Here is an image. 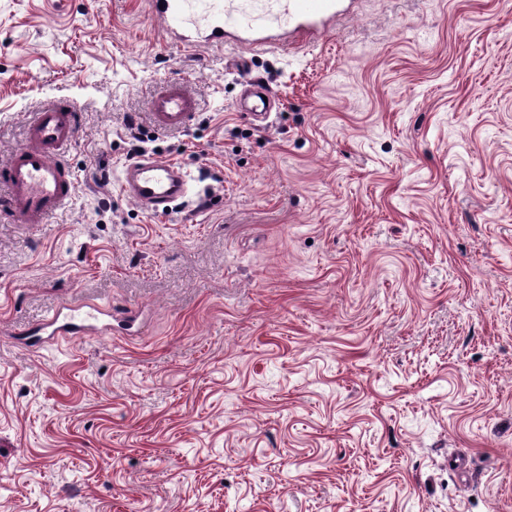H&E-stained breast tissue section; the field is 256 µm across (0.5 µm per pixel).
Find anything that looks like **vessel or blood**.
Segmentation results:
<instances>
[{
    "label": "vessel or blood",
    "mask_w": 512,
    "mask_h": 512,
    "mask_svg": "<svg viewBox=\"0 0 512 512\" xmlns=\"http://www.w3.org/2000/svg\"><path fill=\"white\" fill-rule=\"evenodd\" d=\"M151 7L166 37L185 45L231 48L263 40L273 30L307 40L335 11L336 0H253L245 8L230 7L227 0H151ZM197 111L196 98L173 83L154 100L150 119L158 130H182ZM77 129L71 104H50L35 113L26 144L0 167L6 210L18 223H44L71 199L75 184L63 154ZM123 191L138 204L164 211L185 196L187 187L178 166L143 159L127 166Z\"/></svg>",
    "instance_id": "obj_1"
}]
</instances>
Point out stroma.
<instances>
[{"mask_svg": "<svg viewBox=\"0 0 512 512\" xmlns=\"http://www.w3.org/2000/svg\"><path fill=\"white\" fill-rule=\"evenodd\" d=\"M173 81L199 112L162 132ZM63 98L74 197L0 214V512H512V0L236 50L0 0V163ZM133 127L185 174L167 212L122 191ZM68 305L111 330L48 340ZM245 83L256 90V101L248 106L245 102L240 103V110H245L255 117H260L267 114L271 102L274 100L273 92L262 82L256 79H246ZM263 96L267 97V101H264Z\"/></svg>", "mask_w": 512, "mask_h": 512, "instance_id": "1", "label": "stroma"}]
</instances>
